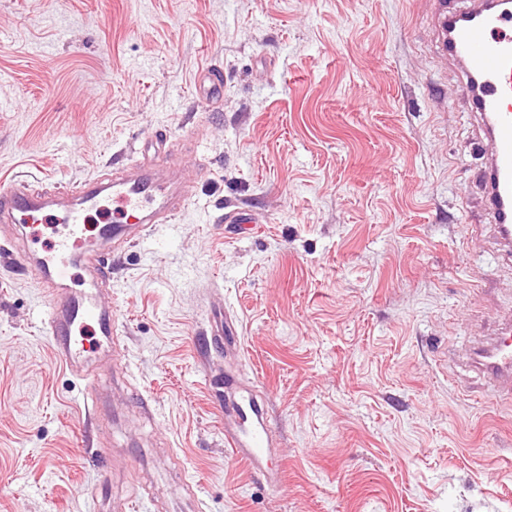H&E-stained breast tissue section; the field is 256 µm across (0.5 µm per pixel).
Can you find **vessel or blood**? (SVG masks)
Returning <instances> with one entry per match:
<instances>
[{"label": "vessel or blood", "mask_w": 512, "mask_h": 512, "mask_svg": "<svg viewBox=\"0 0 512 512\" xmlns=\"http://www.w3.org/2000/svg\"><path fill=\"white\" fill-rule=\"evenodd\" d=\"M462 68L461 98L480 112L492 150L488 170L480 176L490 185L486 201L500 240L512 242V10L474 12L457 26L447 47ZM196 95L213 107L224 97L220 69L208 68L198 75ZM168 135L157 132L140 147L136 158L111 178L94 177L74 187L38 190L15 180L0 187V223L21 229L46 219L48 212L62 214L67 227L52 248L36 253L20 250L24 262L34 263L50 298L46 316L48 334L58 358L86 386L97 382V369L89 350L80 347L77 331L94 327L98 336L112 340V311L98 299V286L111 270L109 253L88 249L82 237L87 213L111 200L113 223L102 225L97 240L123 242L134 232L156 224H170L185 209L192 187L181 180L168 158ZM84 271L75 282L72 269ZM495 390L499 402H512V328L474 348L467 359ZM224 441L249 474L278 481L280 472L271 462L278 454L272 438L268 410L252 389L235 376L224 380Z\"/></svg>", "instance_id": "obj_1"}]
</instances>
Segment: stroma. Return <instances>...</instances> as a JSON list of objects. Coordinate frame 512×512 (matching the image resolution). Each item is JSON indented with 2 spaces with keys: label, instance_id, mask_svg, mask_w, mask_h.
Returning a JSON list of instances; mask_svg holds the SVG:
<instances>
[{
  "label": "stroma",
  "instance_id": "obj_1",
  "mask_svg": "<svg viewBox=\"0 0 512 512\" xmlns=\"http://www.w3.org/2000/svg\"><path fill=\"white\" fill-rule=\"evenodd\" d=\"M441 8L0 0V184L75 185L160 130L208 164L174 223L112 252L118 363L82 335L99 410L0 225V512H101L107 479L133 512H512V406L465 364L512 320V247ZM228 208L249 230L225 233ZM229 373L267 402L280 485L224 443ZM196 95L208 107H215L224 97V78L221 69L207 68L198 75Z\"/></svg>",
  "mask_w": 512,
  "mask_h": 512
}]
</instances>
